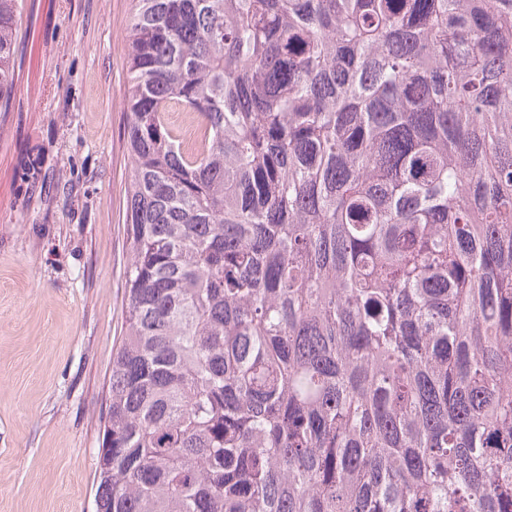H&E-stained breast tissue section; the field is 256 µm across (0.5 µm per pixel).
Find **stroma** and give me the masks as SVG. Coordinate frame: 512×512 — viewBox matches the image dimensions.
<instances>
[{
	"label": "stroma",
	"instance_id": "obj_1",
	"mask_svg": "<svg viewBox=\"0 0 512 512\" xmlns=\"http://www.w3.org/2000/svg\"><path fill=\"white\" fill-rule=\"evenodd\" d=\"M132 0H21L0 106V512H95L123 330Z\"/></svg>",
	"mask_w": 512,
	"mask_h": 512
}]
</instances>
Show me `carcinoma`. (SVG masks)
<instances>
[{
    "label": "carcinoma",
    "instance_id": "cac0c4a2",
    "mask_svg": "<svg viewBox=\"0 0 512 512\" xmlns=\"http://www.w3.org/2000/svg\"><path fill=\"white\" fill-rule=\"evenodd\" d=\"M133 2L97 512H512V0Z\"/></svg>",
    "mask_w": 512,
    "mask_h": 512
}]
</instances>
